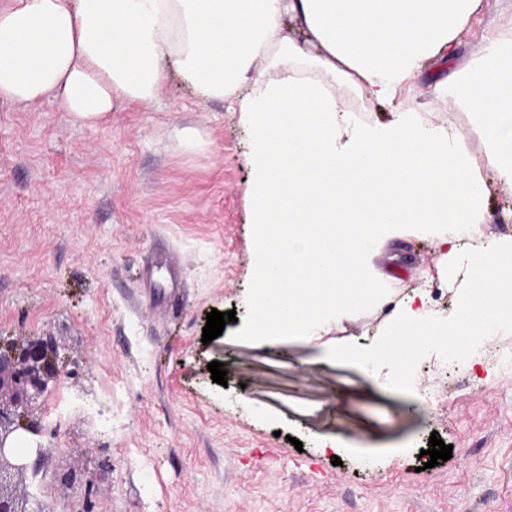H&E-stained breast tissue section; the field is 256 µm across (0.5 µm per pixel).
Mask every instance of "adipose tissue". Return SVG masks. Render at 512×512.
<instances>
[{
    "mask_svg": "<svg viewBox=\"0 0 512 512\" xmlns=\"http://www.w3.org/2000/svg\"><path fill=\"white\" fill-rule=\"evenodd\" d=\"M487 0H9L0 7V98L54 95L93 123L150 104L174 66L206 99L241 115L253 142V216L263 256L255 333L290 335L376 295L367 257L403 226L477 228L489 178L512 185V27L488 37L436 92L472 112L475 166L447 127L402 93L453 59ZM356 96L389 108L368 124Z\"/></svg>",
    "mask_w": 512,
    "mask_h": 512,
    "instance_id": "ef3b65f1",
    "label": "adipose tissue"
}]
</instances>
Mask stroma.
<instances>
[{
  "instance_id": "stroma-1",
  "label": "stroma",
  "mask_w": 512,
  "mask_h": 512,
  "mask_svg": "<svg viewBox=\"0 0 512 512\" xmlns=\"http://www.w3.org/2000/svg\"><path fill=\"white\" fill-rule=\"evenodd\" d=\"M506 19L488 0L453 65ZM447 75L431 64L404 95L482 159L471 114L436 93ZM251 150L238 113L175 73L157 103L92 125L51 95L0 99V346L54 353L30 413L50 453L14 494L47 512H512V371L498 363L512 332L459 364L425 357L408 394L326 356L372 345L412 294L452 314L462 276H423L451 260L433 235L407 229L372 251L381 299L358 316L253 335ZM483 208L466 247L512 239V188L492 184ZM214 309L237 319L205 344ZM226 347L238 361L220 385L207 365ZM70 397L111 398V423L54 420ZM433 434L452 456L428 469Z\"/></svg>"
}]
</instances>
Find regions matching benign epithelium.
Masks as SVG:
<instances>
[{"label":"benign epithelium","mask_w":512,"mask_h":512,"mask_svg":"<svg viewBox=\"0 0 512 512\" xmlns=\"http://www.w3.org/2000/svg\"><path fill=\"white\" fill-rule=\"evenodd\" d=\"M49 364L48 349L39 341L31 342L17 353L0 350V393H11L15 407L27 411L29 403L45 390ZM20 430L38 434L30 424L21 422V414L0 408V512H45L41 507L35 511L26 508V503L14 496L10 488L11 472L22 474L28 468L25 463L9 462Z\"/></svg>","instance_id":"7a95c632"}]
</instances>
